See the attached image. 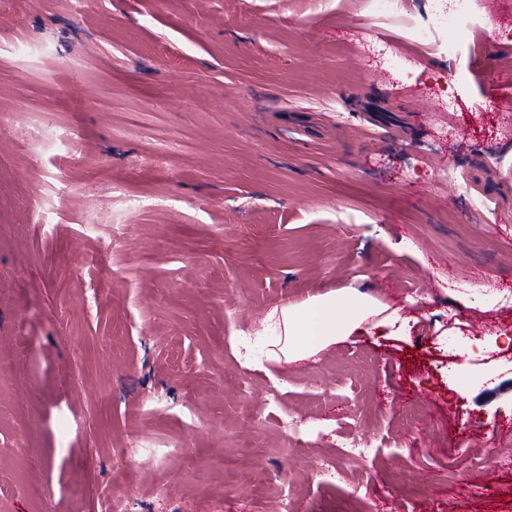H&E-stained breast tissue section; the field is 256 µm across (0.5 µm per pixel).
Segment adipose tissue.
<instances>
[{
    "mask_svg": "<svg viewBox=\"0 0 512 512\" xmlns=\"http://www.w3.org/2000/svg\"><path fill=\"white\" fill-rule=\"evenodd\" d=\"M377 327L402 335L409 320L399 310L372 294L355 288H341L314 294L306 299L283 301L271 309L254 336L243 342L246 361L267 352L278 370L317 356L337 343Z\"/></svg>",
    "mask_w": 512,
    "mask_h": 512,
    "instance_id": "obj_1",
    "label": "adipose tissue"
}]
</instances>
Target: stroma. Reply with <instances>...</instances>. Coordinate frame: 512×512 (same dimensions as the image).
Returning <instances> with one entry per match:
<instances>
[{
  "label": "stroma",
  "mask_w": 512,
  "mask_h": 512,
  "mask_svg": "<svg viewBox=\"0 0 512 512\" xmlns=\"http://www.w3.org/2000/svg\"><path fill=\"white\" fill-rule=\"evenodd\" d=\"M366 0H10L0 12V512H512V44L403 78ZM32 51L17 54L16 44ZM465 72L467 83L456 85ZM477 112H451L436 83ZM456 168L490 193L471 209ZM100 237L85 235L87 222ZM413 318L288 373L282 298ZM365 441L344 456L337 435ZM427 445L412 447L419 435ZM331 459L343 480L321 473Z\"/></svg>",
  "instance_id": "35a3bbf8"
}]
</instances>
